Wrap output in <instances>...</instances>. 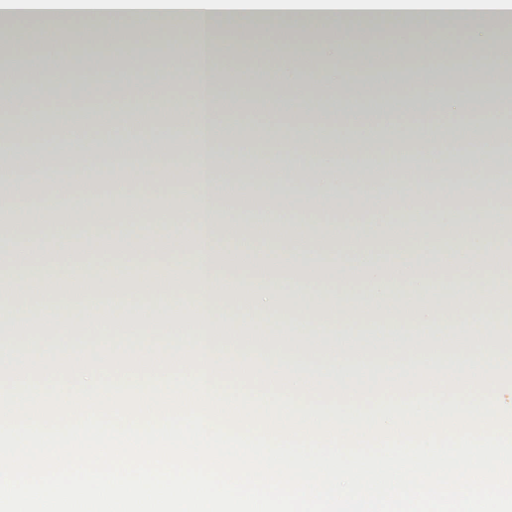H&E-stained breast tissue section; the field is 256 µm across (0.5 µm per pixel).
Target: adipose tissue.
Here are the masks:
<instances>
[{
  "label": "adipose tissue",
  "instance_id": "adipose-tissue-1",
  "mask_svg": "<svg viewBox=\"0 0 512 512\" xmlns=\"http://www.w3.org/2000/svg\"><path fill=\"white\" fill-rule=\"evenodd\" d=\"M20 23L51 22L54 37L16 45L35 62L40 78L19 87L0 69V113L24 101L93 99L98 83L63 84L61 72L85 71V50L112 44L119 31H136L140 44L163 39L177 68L144 71L109 82L112 116L64 113L54 123L0 124V195L18 192L35 176L53 185L33 219L68 204L70 224L40 238L0 234V329L78 327L159 335L167 313L153 302L169 298L180 338L228 345L267 346L268 325L311 347L444 348L488 345L506 332L501 316L512 306V268L492 254L511 253L512 236L480 222L463 223L458 211L432 209L437 195L485 197L502 211L512 196L501 177L512 174V124L502 122V98L490 94L496 76L464 77L449 58L504 56L512 43L492 41L512 26V0H0V16ZM395 28L385 59L404 64L402 82L416 97H377L347 86L345 73L368 63L347 43L384 37ZM254 29L287 45L275 73L287 83L311 82L320 92L291 101L308 113L298 126L278 127L261 145L245 131L246 100L237 86L265 76V61L242 68L228 32ZM320 53L306 64L303 44ZM467 91L448 96L447 87ZM178 88L166 109L178 123L156 129L146 118L152 89ZM112 171L116 194L130 201L121 248L110 239L108 213L65 184L93 181ZM178 174L192 208L174 236L160 238L164 210L142 187L161 172ZM273 199L284 216L299 213L303 229L283 225L259 237L257 198ZM221 209H214V200ZM343 208L349 222L318 221L320 210ZM151 211L152 221L139 214ZM83 237L85 250L72 253ZM179 255L178 288L153 276L157 242ZM40 285L28 287L31 275ZM224 276L226 289H210ZM123 310L112 322L95 304L102 283Z\"/></svg>",
  "mask_w": 512,
  "mask_h": 512
}]
</instances>
